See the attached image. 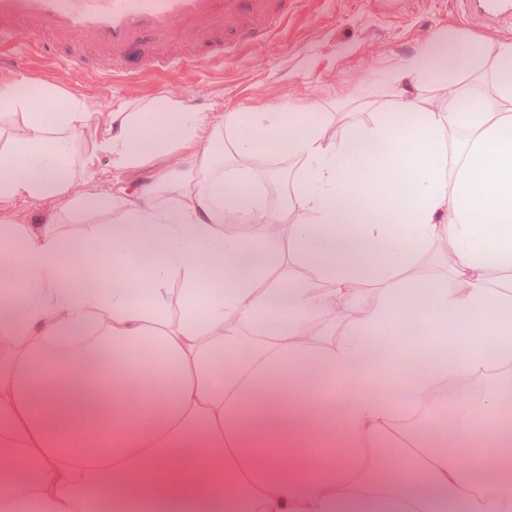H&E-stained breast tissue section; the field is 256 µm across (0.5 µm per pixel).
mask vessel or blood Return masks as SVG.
I'll list each match as a JSON object with an SVG mask.
<instances>
[{"instance_id": "1", "label": "vessel or blood", "mask_w": 512, "mask_h": 512, "mask_svg": "<svg viewBox=\"0 0 512 512\" xmlns=\"http://www.w3.org/2000/svg\"><path fill=\"white\" fill-rule=\"evenodd\" d=\"M462 4L491 20L512 16V0ZM287 19L288 0H0V72L24 55L53 57L60 73L100 81L111 76L107 62L134 63L142 74L190 61L211 66L217 33L245 45Z\"/></svg>"}]
</instances>
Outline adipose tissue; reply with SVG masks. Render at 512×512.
Instances as JSON below:
<instances>
[{"mask_svg":"<svg viewBox=\"0 0 512 512\" xmlns=\"http://www.w3.org/2000/svg\"><path fill=\"white\" fill-rule=\"evenodd\" d=\"M447 46L436 34L396 71L441 106L393 104L337 142L280 113L211 129L169 99L95 122L52 91L0 89L23 115L0 131V200L72 193L108 211L80 189L86 134L117 168L178 140L197 171L82 241L0 226V512H512V423L495 400L448 433L395 432L448 379L512 365V41L489 90L458 81L473 55ZM465 111L471 136L449 152ZM283 136L304 163L284 206L312 217L286 252L264 245L281 214L240 190ZM228 211L248 235L225 233ZM442 237L446 276L407 278ZM312 260L316 277L291 273ZM357 281L386 285L384 303L324 342L319 322Z\"/></svg>","mask_w":512,"mask_h":512,"instance_id":"1","label":"adipose tissue"}]
</instances>
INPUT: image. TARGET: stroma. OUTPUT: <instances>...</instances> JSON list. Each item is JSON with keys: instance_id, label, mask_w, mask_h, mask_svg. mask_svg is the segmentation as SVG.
<instances>
[{"instance_id": "1", "label": "stroma", "mask_w": 512, "mask_h": 512, "mask_svg": "<svg viewBox=\"0 0 512 512\" xmlns=\"http://www.w3.org/2000/svg\"><path fill=\"white\" fill-rule=\"evenodd\" d=\"M442 31L479 54L478 75L490 83L491 52L496 43L512 40V21L485 25L465 13L458 0H294L287 24L254 43L225 48L218 65L186 64L160 77L118 73L107 81L76 74L63 84L53 77L52 63L35 69L24 57L15 71L0 74V88H50L77 99L84 111L104 114L166 100L167 85L176 83L183 90L181 102L209 125L223 126L228 112H282L292 122L311 115L322 121L327 140L336 141L371 124L376 104L401 93L415 94L413 82L395 86L391 75ZM80 151L92 154L90 142H82ZM167 155L170 166L144 163L117 172L110 157L92 154L95 182L112 185L111 217L123 216L121 197L157 185L161 174L172 179L191 174L190 151L182 143H170ZM301 166L294 155L266 152L247 186L270 190L274 176L295 182ZM100 222L96 215L73 212L66 197L0 204V225L52 223L70 236L83 237Z\"/></svg>"}]
</instances>
